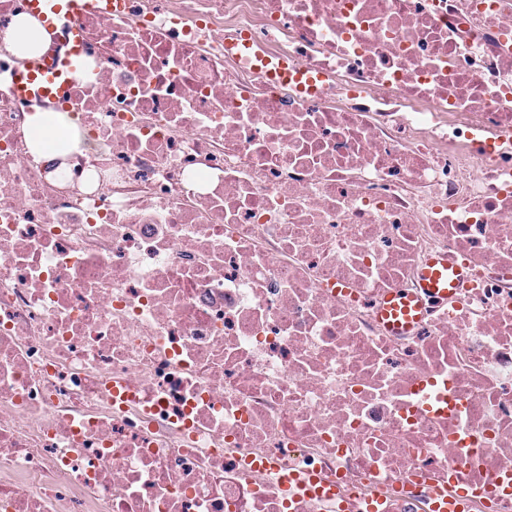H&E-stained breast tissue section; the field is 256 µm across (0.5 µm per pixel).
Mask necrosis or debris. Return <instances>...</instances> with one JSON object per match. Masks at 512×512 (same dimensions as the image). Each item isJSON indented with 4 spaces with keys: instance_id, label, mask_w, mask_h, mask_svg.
Listing matches in <instances>:
<instances>
[{
    "instance_id": "necrosis-or-debris-1",
    "label": "necrosis or debris",
    "mask_w": 512,
    "mask_h": 512,
    "mask_svg": "<svg viewBox=\"0 0 512 512\" xmlns=\"http://www.w3.org/2000/svg\"><path fill=\"white\" fill-rule=\"evenodd\" d=\"M25 12L0 0V512H512V0H128L81 18L61 107L15 91ZM59 108L87 149L38 157ZM435 254L470 286L390 333ZM304 471L332 497L285 496ZM5 42L21 56L30 44L42 45V36L36 24L24 17H19L5 33ZM81 119L70 112H35L28 118V139L32 151L38 155L53 158L58 154L80 152L82 142L79 136ZM55 135L59 148L48 151L42 140L44 130L50 128ZM420 297H402L398 292L389 294L380 308L383 322L393 331H405L418 321L421 311Z\"/></svg>"
}]
</instances>
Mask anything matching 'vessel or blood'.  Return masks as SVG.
<instances>
[{
    "instance_id": "vessel-or-blood-1",
    "label": "vessel or blood",
    "mask_w": 512,
    "mask_h": 512,
    "mask_svg": "<svg viewBox=\"0 0 512 512\" xmlns=\"http://www.w3.org/2000/svg\"><path fill=\"white\" fill-rule=\"evenodd\" d=\"M33 13L47 25H66L68 48L59 57H48L38 63L20 67L16 77L19 93H38L54 100H64L85 52L84 40L77 24L78 18L89 12L111 14L124 6V0H28ZM463 277L462 266L449 265L447 258L434 255L424 262L420 271L422 294L407 298L399 293L389 294L380 308L384 323L393 331H405L417 322L422 297H447L459 287ZM284 490L290 495L325 496L324 486L312 474L292 473L282 479Z\"/></svg>"
}]
</instances>
